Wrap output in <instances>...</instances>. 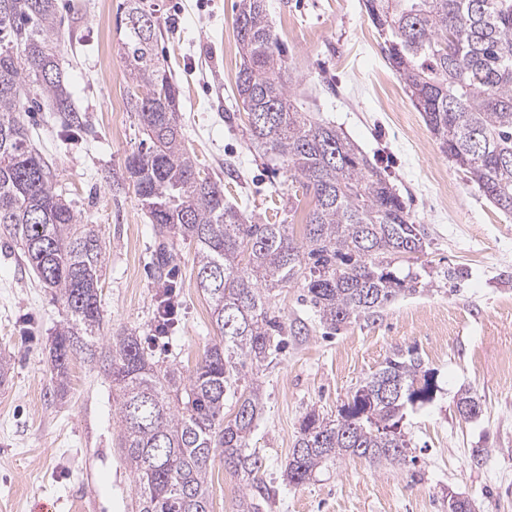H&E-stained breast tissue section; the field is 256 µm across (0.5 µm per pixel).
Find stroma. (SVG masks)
<instances>
[{
  "label": "stroma",
  "instance_id": "1",
  "mask_svg": "<svg viewBox=\"0 0 512 512\" xmlns=\"http://www.w3.org/2000/svg\"><path fill=\"white\" fill-rule=\"evenodd\" d=\"M120 0H60L72 39L62 70L89 126L63 131L47 108L29 126L50 163L57 189L104 253L101 343L127 329L139 332L155 358L191 371L215 342L206 297L195 286V253L185 245L174 263L178 306L166 333L156 331L160 288L151 267L157 243L133 190L108 178L142 139L134 113L116 112L127 98L119 54ZM162 36L158 56L181 89L183 132L204 171L224 181L240 207L284 224L305 240L301 197L289 210L285 174H272L252 148L247 115L235 98L241 57L236 0H146ZM272 28L288 48L292 92L312 117L332 123L385 171L414 223L427 233L426 251L397 262L424 291L398 298L370 318L328 333L301 287L283 289L274 310L286 324L304 323L271 362L245 372L259 384L264 411L250 439L265 461L272 495L263 512H448V496L469 499L475 512H512V215L491 204L477 184L441 152L421 112L391 70L383 41L362 0H267ZM0 233V353L12 358L0 385V512H132L133 475L117 445L120 427L108 378L73 359L68 391H53L49 344L62 318L59 303ZM416 349L439 386L433 402L404 423L412 461L375 468L360 460L321 467L300 486L283 479L301 417L339 407L387 357ZM470 391L480 412L460 417L457 398ZM485 449L481 462L472 451Z\"/></svg>",
  "mask_w": 512,
  "mask_h": 512
}]
</instances>
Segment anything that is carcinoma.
I'll list each match as a JSON object with an SVG mask.
<instances>
[{
	"label": "carcinoma",
	"mask_w": 512,
	"mask_h": 512,
	"mask_svg": "<svg viewBox=\"0 0 512 512\" xmlns=\"http://www.w3.org/2000/svg\"><path fill=\"white\" fill-rule=\"evenodd\" d=\"M363 7L442 152L512 214V0H363ZM118 11L127 105L149 144L126 157L112 185L132 188L156 225L164 305L175 293L168 267L178 247L195 246V284L211 304L219 342L188 375L154 359L135 331L99 343L101 242L56 190L23 117L45 99L67 129L88 127L59 66L65 34L58 0H0V230L63 306L50 348L55 391L65 393L76 356L99 365L116 387L134 512H210L209 468L217 455L241 484L236 512H261L270 490L249 437L264 402L259 385L241 384L240 368H259L280 349L275 339L285 327L273 315L275 292L303 281L319 322L338 331L417 292L418 277L400 278L391 264L424 252L425 232L349 138L294 106L287 52L266 0H238L236 96L255 147L313 197L304 245L286 225L226 202L223 182L200 170L183 138L181 87L155 55L156 17L144 0H122ZM384 377L397 380L400 391L383 392L377 383ZM437 391L435 373L417 353L388 357L336 418L314 408L302 416L285 465L288 484L302 485L336 460L376 467L406 460L405 436L386 425H400ZM229 399L235 411L226 418Z\"/></svg>",
	"instance_id": "cac0c4a2"
}]
</instances>
